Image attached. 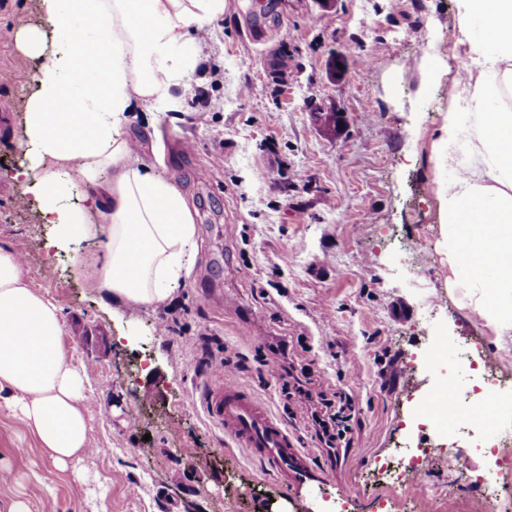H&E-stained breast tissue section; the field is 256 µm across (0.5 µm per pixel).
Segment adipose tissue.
I'll use <instances>...</instances> for the list:
<instances>
[{"instance_id":"adipose-tissue-1","label":"adipose tissue","mask_w":512,"mask_h":512,"mask_svg":"<svg viewBox=\"0 0 512 512\" xmlns=\"http://www.w3.org/2000/svg\"><path fill=\"white\" fill-rule=\"evenodd\" d=\"M469 80L448 90L435 169L442 253L455 286L489 322L512 330V0H454ZM67 53L43 66L21 146L32 147L35 182L56 243L100 238L96 260L77 259L88 288L126 306L166 303L197 252L182 192L134 152L144 132L135 108L191 80L199 64L189 27L204 29L224 0H38ZM469 148L463 165L453 151ZM108 172L100 181V172ZM94 185L87 209H67L64 178ZM99 221L87 223V210ZM59 307L24 281L23 264L0 246V400L23 417L48 462L65 469L90 451L86 379L64 346Z\"/></svg>"}]
</instances>
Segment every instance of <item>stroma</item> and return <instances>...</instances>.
I'll list each match as a JSON object with an SVG mask.
<instances>
[{
  "label": "stroma",
  "mask_w": 512,
  "mask_h": 512,
  "mask_svg": "<svg viewBox=\"0 0 512 512\" xmlns=\"http://www.w3.org/2000/svg\"><path fill=\"white\" fill-rule=\"evenodd\" d=\"M50 32L36 0H0V244L23 257L26 282L64 317L62 340L88 378L93 451L66 471L44 461L19 415L0 406V505L30 512H485L448 456L512 501V417L471 434L426 427L431 465L422 490L380 472L418 442V406L443 379L472 392L461 357L479 344L490 368L512 366V331L483 318L466 289L440 275L439 205L431 156L448 88L466 78L453 0H225L200 52L206 69L136 112L154 126L143 153L187 198L198 254L183 288L154 307H115L72 272L102 252L90 238L50 251L20 171L17 144L53 53L18 46ZM442 65L421 69L426 55ZM345 122L333 132L321 115ZM446 344L444 364L430 360ZM285 348L294 377L266 363ZM216 374L250 385L298 438L330 483L291 497L260 473L204 411ZM353 400L348 445L315 434L314 402L293 392ZM482 453H474L475 444ZM194 449L186 457L184 449Z\"/></svg>",
  "instance_id": "stroma-1"
}]
</instances>
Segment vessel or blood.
Instances as JSON below:
<instances>
[{
	"label": "vessel or blood",
	"mask_w": 512,
	"mask_h": 512,
	"mask_svg": "<svg viewBox=\"0 0 512 512\" xmlns=\"http://www.w3.org/2000/svg\"><path fill=\"white\" fill-rule=\"evenodd\" d=\"M456 383H448L429 393L439 428L451 427L457 419ZM208 418L224 430L235 447L245 449L266 472L275 474L286 493L302 492L324 478L314 472L308 456L294 446V440L255 395L251 387L236 378L220 376L211 380L204 397Z\"/></svg>",
	"instance_id": "obj_1"
}]
</instances>
